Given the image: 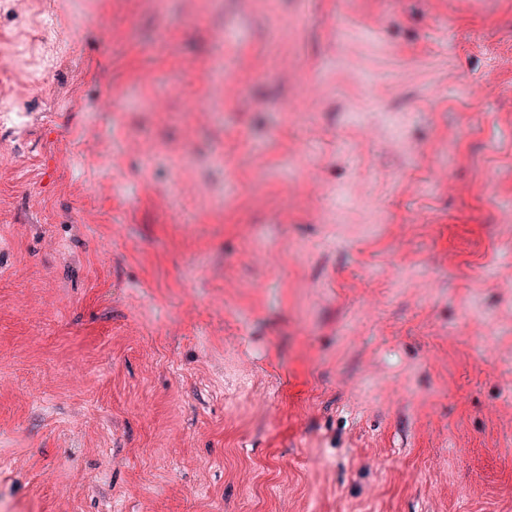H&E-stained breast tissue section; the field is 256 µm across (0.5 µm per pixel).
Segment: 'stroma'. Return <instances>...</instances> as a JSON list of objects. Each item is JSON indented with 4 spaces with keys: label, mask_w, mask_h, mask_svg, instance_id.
Returning a JSON list of instances; mask_svg holds the SVG:
<instances>
[{
    "label": "stroma",
    "mask_w": 512,
    "mask_h": 512,
    "mask_svg": "<svg viewBox=\"0 0 512 512\" xmlns=\"http://www.w3.org/2000/svg\"><path fill=\"white\" fill-rule=\"evenodd\" d=\"M43 2L0 0V512H512V0H61L51 54Z\"/></svg>",
    "instance_id": "obj_1"
}]
</instances>
